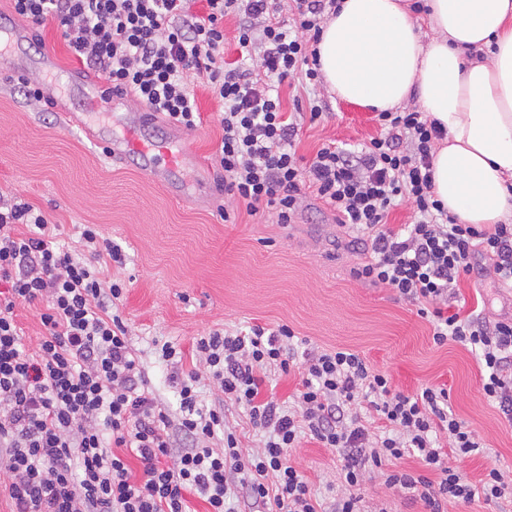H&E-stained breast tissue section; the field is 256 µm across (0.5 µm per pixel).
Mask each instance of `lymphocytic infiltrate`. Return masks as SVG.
Returning a JSON list of instances; mask_svg holds the SVG:
<instances>
[{
    "label": "lymphocytic infiltrate",
    "mask_w": 512,
    "mask_h": 512,
    "mask_svg": "<svg viewBox=\"0 0 512 512\" xmlns=\"http://www.w3.org/2000/svg\"><path fill=\"white\" fill-rule=\"evenodd\" d=\"M20 18L58 22L69 49L107 84L128 90L174 126L202 122L189 76L205 80L219 103L218 158L224 193L249 215L271 210L291 223L306 195L322 200L363 246L357 279L393 289L432 327L434 344L470 347L482 369V390L512 423V318L486 321L449 313L460 277L493 262L497 282L512 287V225L485 229L462 224L433 192V147L444 131L423 112L378 113V136L355 149L320 148L297 157L298 124L270 79L285 82L304 70L321 81L317 45L338 0H11ZM289 9L292 22L280 17ZM238 23L237 42L257 56L224 66V19ZM409 201L414 220L392 224L390 212ZM45 212L0 193V494L11 512H191L196 492L207 512H365L362 485L380 474L385 485L421 501L425 512L447 503L490 501L512 490V478L489 468L471 482L454 458L480 452L474 429L450 407L447 387L431 384L409 394L358 352L319 351L285 324L274 331L210 332L192 351L242 406L250 425L265 432L259 450L238 444L224 410L201 408L196 375L181 369V349L158 346L170 365L179 414L170 418L147 386L128 328L115 309L125 286L103 285L99 264H123L121 248L102 241L94 225L81 236L92 262L57 245ZM41 305L43 332L25 350L18 304ZM298 373L297 407L268 396V369ZM369 405L387 428L370 436L357 413ZM223 435V451L205 440ZM335 449L343 487L328 502L313 493L291 452L302 436ZM415 458L400 469L396 460ZM137 459L139 470L129 461Z\"/></svg>",
    "instance_id": "obj_1"
}]
</instances>
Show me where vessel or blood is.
Returning a JSON list of instances; mask_svg holds the SVG:
<instances>
[{
    "instance_id": "b4317fda",
    "label": "vessel or blood",
    "mask_w": 512,
    "mask_h": 512,
    "mask_svg": "<svg viewBox=\"0 0 512 512\" xmlns=\"http://www.w3.org/2000/svg\"><path fill=\"white\" fill-rule=\"evenodd\" d=\"M43 62L51 71V79L42 83V94L54 96L62 87H70L78 92L84 109L89 111L102 102L116 104L127 102L129 99L127 92L90 81L82 71L61 69L52 54H44ZM153 121V114L145 111L135 116L129 124L128 132L124 135L112 136L94 128L88 129L87 134L103 149L107 158L135 159L139 170L146 176L154 181L163 182L181 168L183 162L189 158L190 150L185 136L181 134H171L160 142L141 138L138 133L139 127Z\"/></svg>"
}]
</instances>
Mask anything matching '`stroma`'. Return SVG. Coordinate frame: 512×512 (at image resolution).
<instances>
[{
	"label": "stroma",
	"mask_w": 512,
	"mask_h": 512,
	"mask_svg": "<svg viewBox=\"0 0 512 512\" xmlns=\"http://www.w3.org/2000/svg\"><path fill=\"white\" fill-rule=\"evenodd\" d=\"M1 22L29 32L16 60L33 63L49 52L63 66H78L54 21L32 23L14 14L9 0H0ZM42 78L37 70L21 78L0 69V192L50 215L57 242L79 258L89 256L81 237L87 224L122 247L125 266L102 267L101 279L125 284L119 315L149 386L170 417L178 415L176 390L154 341L186 351L183 367L189 370L196 365L188 356L195 337L285 324L312 347L358 351L388 374L397 390L446 385L454 414L484 443L482 452L459 461L460 470L473 481L490 467L512 474V425L487 401L474 353L458 343L435 345L430 324L414 306L391 289L357 280L352 270L360 252L319 199L307 196L290 224L242 208L234 221H225L219 211L224 174L215 159L222 134L219 105L203 80L192 85L202 123L190 133L200 164L178 174L194 195L185 202L173 184L152 181L133 162L106 158L47 100L27 102L24 81ZM296 96L317 97L327 106L321 123L302 122L298 156L311 158L328 143L350 148L379 133L374 112L340 101L324 87H305L299 74L282 89L285 108H292ZM460 298L464 311H482L493 321L512 317V291L499 287L492 272L462 278ZM198 391L203 408L223 405L226 426L236 430L242 447H261L262 433L251 428L243 408L225 400L209 375L201 376ZM292 458L318 499L339 492L334 449L306 437ZM363 496L368 512L424 510L376 474L367 475Z\"/></svg>",
	"instance_id": "stroma-1"
}]
</instances>
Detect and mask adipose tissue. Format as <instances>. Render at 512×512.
I'll return each instance as SVG.
<instances>
[{
  "instance_id": "1",
  "label": "adipose tissue",
  "mask_w": 512,
  "mask_h": 512,
  "mask_svg": "<svg viewBox=\"0 0 512 512\" xmlns=\"http://www.w3.org/2000/svg\"><path fill=\"white\" fill-rule=\"evenodd\" d=\"M318 44L327 90L376 111L415 106L445 131L433 191L463 224L512 218V0H340Z\"/></svg>"
}]
</instances>
